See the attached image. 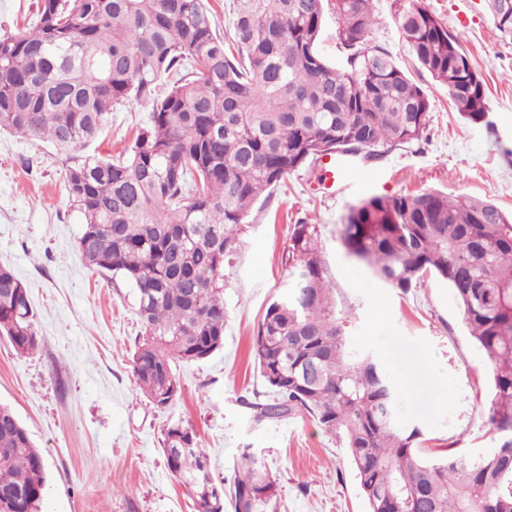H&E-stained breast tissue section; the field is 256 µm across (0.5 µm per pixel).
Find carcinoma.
<instances>
[{"label":"carcinoma","instance_id":"1","mask_svg":"<svg viewBox=\"0 0 512 512\" xmlns=\"http://www.w3.org/2000/svg\"><path fill=\"white\" fill-rule=\"evenodd\" d=\"M512 37V11L487 0ZM345 50L325 58L326 11ZM401 33L420 68L461 117L487 111L469 54L418 0L400 5ZM373 0H236L227 53L206 0H41L30 32L0 34V131L46 138L67 153L65 182L89 267L133 289L143 334L132 357L143 395L164 408L175 368L224 348V262L266 191L318 153L357 145L372 159L422 139L430 102L391 53L369 43ZM150 110L127 155L79 153L112 110ZM347 252L403 292L437 278L454 295L491 373L487 419L497 449L468 459L418 447L422 431L396 414L395 386L346 339L316 224H295L287 291L258 325L253 355L268 400L258 421L309 417L346 448L366 512H512V214L430 188L371 196L339 230ZM0 336L38 348L28 289L0 266ZM196 512H255L273 483L249 453L229 486L214 478L195 435L174 425L162 448ZM45 462L0 404V512H39Z\"/></svg>","mask_w":512,"mask_h":512}]
</instances>
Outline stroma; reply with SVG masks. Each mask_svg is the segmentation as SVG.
<instances>
[{"label": "stroma", "instance_id": "35a3bbf8", "mask_svg": "<svg viewBox=\"0 0 512 512\" xmlns=\"http://www.w3.org/2000/svg\"><path fill=\"white\" fill-rule=\"evenodd\" d=\"M469 53L486 85L482 122L460 118L404 43L395 0H374L370 42L387 48L429 97L427 132L333 193L319 191L318 164L305 165L253 207L250 228L224 266L229 318L224 348L180 364L181 391L160 409L141 393L132 353L141 334L130 289L89 268L77 250L82 224L65 188V155L46 141L0 132V265L29 289L36 352L0 337V404L28 430L46 464L40 512H195L166 467L169 427L196 434L215 478L233 479L242 453L273 482L258 512H366L344 448L312 419L256 421L242 400L267 395L253 338L288 279L293 225H318L321 259L352 348L370 353L398 393L397 414L420 427L421 445L474 457L495 447L484 408L490 375L463 313L435 280L401 291L350 257L338 230L362 199L436 188L487 198L512 212V37L495 28L486 0H420ZM132 102L113 110L88 152L118 157L148 122Z\"/></svg>", "mask_w": 512, "mask_h": 512}]
</instances>
